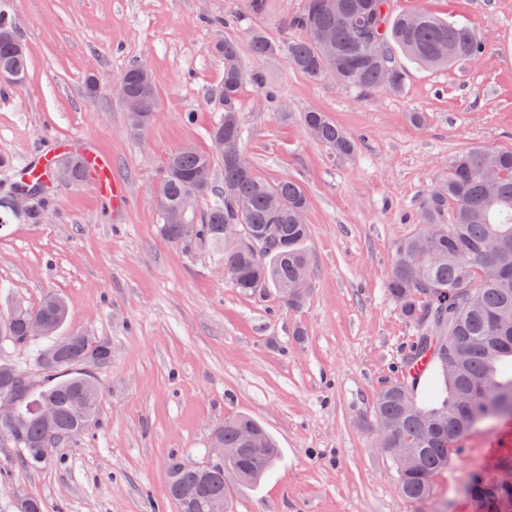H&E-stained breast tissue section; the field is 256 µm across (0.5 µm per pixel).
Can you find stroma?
<instances>
[{
	"label": "stroma",
	"instance_id": "35a3bbf8",
	"mask_svg": "<svg viewBox=\"0 0 512 512\" xmlns=\"http://www.w3.org/2000/svg\"><path fill=\"white\" fill-rule=\"evenodd\" d=\"M304 4L268 0L255 14L245 0H0L30 60L23 82H0V204L14 213L0 231V313L57 293L70 307L62 335L111 348L107 363L85 368L103 390L95 421L50 464L22 471L0 445V512L19 496L44 512H175L172 459H201L213 428L239 414L265 426L280 458L258 483L233 487L234 512H483L471 485L512 469V415L463 436L423 503L404 499L391 460L371 446L374 395L415 338L385 290L394 247L415 233L455 153L512 148V0H393L399 13L467 24L485 45L444 70L404 62L397 93L251 53L252 31L283 40L285 17ZM227 38L278 94L240 91L248 157L266 180H297L309 197L312 283L292 310L271 288L241 294L211 250L184 251L158 232L169 156L210 145L224 79L215 46ZM141 61L157 105L138 136L112 85ZM309 111L342 126L355 152L338 158L312 139ZM72 146L108 160L123 204L92 179H50L42 194L15 198L23 163Z\"/></svg>",
	"mask_w": 512,
	"mask_h": 512
}]
</instances>
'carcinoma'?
<instances>
[{"instance_id":"carcinoma-1","label":"carcinoma","mask_w":512,"mask_h":512,"mask_svg":"<svg viewBox=\"0 0 512 512\" xmlns=\"http://www.w3.org/2000/svg\"><path fill=\"white\" fill-rule=\"evenodd\" d=\"M286 28L292 35L279 44L252 32L251 52L264 57L282 51L296 70L314 78L334 69L337 82L362 92L400 91L405 72L396 61L399 53L440 68L480 55L483 45L466 24L425 13L394 16L390 0H342L338 12L324 9L322 0H305ZM218 52L224 57V82L215 97L219 117L208 137L212 144L224 140V153L187 145L169 158L160 186L159 233L186 250H214L224 277L240 293L273 288L284 305L294 308L305 299L296 287L310 281L309 226L303 219L308 197L294 179L268 181L251 161L245 169L238 164L246 134L240 90L249 80L261 92L271 91L261 76L241 68L236 41L224 40ZM28 65L12 19L1 9L0 71L24 73ZM121 77L142 108L128 113L135 133L138 123L151 121L156 90L135 65ZM302 122L336 156L354 153L355 141L326 113L306 112ZM70 159L67 183L77 185L87 171L82 158ZM218 165L224 169L220 189L214 185ZM227 224L242 225V235L226 237ZM386 291L414 324L416 338L405 353L401 376L374 396L372 444L406 449L405 461L391 457L402 495L410 503L424 502L434 494V477L448 469L454 444L476 425L512 414V149L472 147L454 157L448 175L424 201L418 231L396 244ZM67 316L63 298L51 294L33 308L18 306L0 319V345L30 349L40 370L32 389L0 385V395L14 392L18 408L14 424L0 425V442L18 449L25 471L45 467L54 448L83 433L100 404L101 388L83 366L107 363L108 345L76 333L57 362L40 365ZM35 320L44 326L41 336L30 333ZM421 357L434 382L426 405L417 401V382L406 376ZM80 404L84 416L75 413ZM42 405L55 410L50 424L39 415ZM211 442L223 445L224 465L248 482L270 470L279 454L269 433L248 416L224 419ZM199 472L192 462H172L170 495L176 512H211L209 504L224 495L219 469H208L206 478ZM472 493L484 512H501L512 486L476 483Z\"/></svg>"}]
</instances>
